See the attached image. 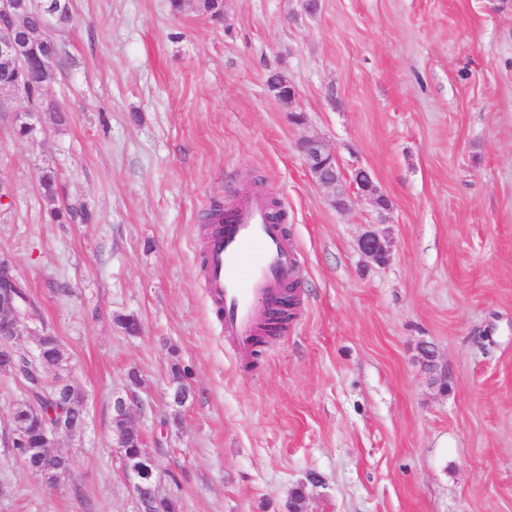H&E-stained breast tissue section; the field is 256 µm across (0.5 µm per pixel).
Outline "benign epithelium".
<instances>
[{
    "label": "benign epithelium",
    "instance_id": "obj_1",
    "mask_svg": "<svg viewBox=\"0 0 512 512\" xmlns=\"http://www.w3.org/2000/svg\"><path fill=\"white\" fill-rule=\"evenodd\" d=\"M37 19L38 27L25 28L19 25L20 17ZM48 16L44 8V0H0V60L9 64V68L0 73V92L10 91L20 94L25 83L44 86L49 74L56 66L55 61L47 60L38 55L37 50L22 53L21 46L35 43L53 35V29L47 25ZM298 148L305 157L312 176L321 185L336 188L341 180V172L336 155L331 152L323 140L315 137L302 139ZM349 187L357 196L367 197L379 211H387L391 207L389 198L381 193L374 184L370 173L359 168L349 177ZM363 256L377 264L389 260L390 241L376 230H368L362 234L358 242ZM16 278L9 257L0 255V364L11 366L18 350L13 339L19 335L23 323L18 299L12 291ZM70 421L63 419L50 422L44 426L40 447H29V437L18 430L11 436V446H19L26 452L16 457V462L26 471L51 480L58 475V457L49 449L62 436H71ZM125 474L134 500H156L160 498L158 490L159 471L153 458L142 456L139 464L129 466Z\"/></svg>",
    "mask_w": 512,
    "mask_h": 512
}]
</instances>
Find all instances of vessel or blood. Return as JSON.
<instances>
[{
    "instance_id": "obj_1",
    "label": "vessel or blood",
    "mask_w": 512,
    "mask_h": 512,
    "mask_svg": "<svg viewBox=\"0 0 512 512\" xmlns=\"http://www.w3.org/2000/svg\"><path fill=\"white\" fill-rule=\"evenodd\" d=\"M202 252L204 285L221 314L224 338L248 353L264 325L265 302L296 281L300 252L260 193L235 205L226 224L208 227Z\"/></svg>"
}]
</instances>
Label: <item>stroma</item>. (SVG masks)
<instances>
[{
  "instance_id": "1",
  "label": "stroma",
  "mask_w": 512,
  "mask_h": 512,
  "mask_svg": "<svg viewBox=\"0 0 512 512\" xmlns=\"http://www.w3.org/2000/svg\"><path fill=\"white\" fill-rule=\"evenodd\" d=\"M72 8L44 93L63 123L38 113L20 141L0 112V255L35 315L17 347L36 327L59 338L87 425L55 447L71 471L34 478L8 445L22 391L0 375V512H135L117 397L180 512H288L299 486L305 512H512V0H321L312 15L224 0L218 18L168 0ZM275 73L293 106L271 94ZM306 137L342 172L367 168L390 210L355 196L336 209ZM251 192L279 202L303 266L287 331L244 357L203 288L200 217ZM68 205L93 223L52 222ZM371 228L391 243L386 264L359 251ZM298 148L316 181L325 187L336 189L342 173L339 170L336 155L327 148L323 140L315 137L303 138ZM326 172L328 174H325Z\"/></svg>"
}]
</instances>
